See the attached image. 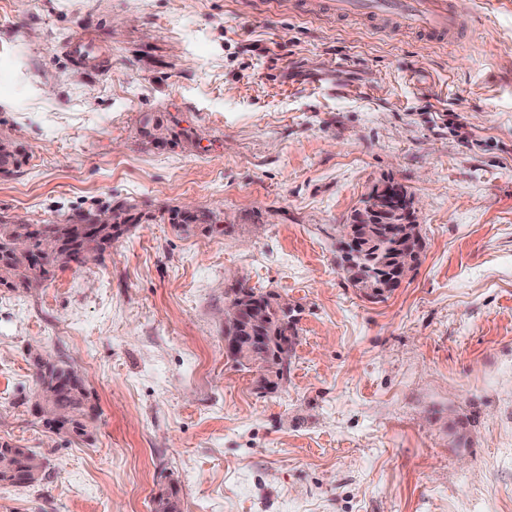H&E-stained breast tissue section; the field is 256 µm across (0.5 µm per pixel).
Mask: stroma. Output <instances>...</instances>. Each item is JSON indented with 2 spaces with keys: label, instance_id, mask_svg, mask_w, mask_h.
I'll return each instance as SVG.
<instances>
[{
  "label": "stroma",
  "instance_id": "stroma-1",
  "mask_svg": "<svg viewBox=\"0 0 512 512\" xmlns=\"http://www.w3.org/2000/svg\"><path fill=\"white\" fill-rule=\"evenodd\" d=\"M5 2L0 136L22 157L0 218L141 221L0 287V442L44 458L0 512H512V0H453L455 44L293 0ZM75 36L109 70L68 62ZM391 183L424 250L371 299L339 228ZM185 208L212 228L177 230ZM239 282L292 310L272 390L224 351ZM39 354L83 377L85 435L33 413ZM172 224L183 231H189L191 228L202 226L208 228L213 224V213L207 210H184L175 211L171 217Z\"/></svg>",
  "mask_w": 512,
  "mask_h": 512
}]
</instances>
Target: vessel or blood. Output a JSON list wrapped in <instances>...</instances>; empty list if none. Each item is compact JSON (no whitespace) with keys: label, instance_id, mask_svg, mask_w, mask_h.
<instances>
[{"label":"vessel or blood","instance_id":"b4317fda","mask_svg":"<svg viewBox=\"0 0 512 512\" xmlns=\"http://www.w3.org/2000/svg\"><path fill=\"white\" fill-rule=\"evenodd\" d=\"M324 10L336 17L357 16L375 24L396 22L435 39H452L462 24L451 0H325Z\"/></svg>","mask_w":512,"mask_h":512}]
</instances>
